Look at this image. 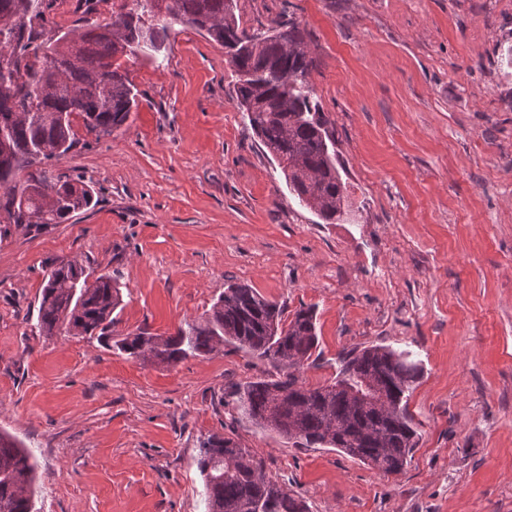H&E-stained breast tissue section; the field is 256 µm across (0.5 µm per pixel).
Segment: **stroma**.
Instances as JSON below:
<instances>
[{
  "label": "stroma",
  "instance_id": "1",
  "mask_svg": "<svg viewBox=\"0 0 512 512\" xmlns=\"http://www.w3.org/2000/svg\"><path fill=\"white\" fill-rule=\"evenodd\" d=\"M241 26L306 29L309 76L336 135L346 215L300 206L245 127L222 46L174 26L123 58L128 126L61 171L96 205L0 238V431L36 465L37 512H206L200 439L234 438L309 512H512V0H238ZM58 258L118 271L113 334H173L228 284L314 307L301 376L334 381L340 353L411 350L418 432L387 475L241 420L231 386L268 367L225 348L143 365L97 338L40 335Z\"/></svg>",
  "mask_w": 512,
  "mask_h": 512
}]
</instances>
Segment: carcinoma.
Segmentation results:
<instances>
[{"label":"carcinoma","mask_w":512,"mask_h":512,"mask_svg":"<svg viewBox=\"0 0 512 512\" xmlns=\"http://www.w3.org/2000/svg\"><path fill=\"white\" fill-rule=\"evenodd\" d=\"M133 2L112 16L108 35L92 24L83 32L57 31L50 37L48 16L57 0H0V50L14 44L23 50L19 64L0 68V224H63L91 208L90 183L55 172L78 143L74 120L98 138L126 124L137 93L117 55L144 52L143 29L150 50H160L175 21L221 45L236 42L234 92L246 127L276 158L299 204L324 223H336L344 214L345 185L334 131L308 80L313 61L299 23L272 19L267 37L255 43L239 24L236 0H169L163 12L154 10V0ZM34 14L41 17L37 29L31 26ZM52 42L58 72L47 58ZM24 171L27 179L19 186L15 179ZM88 278L76 259L51 264L38 306L43 335H96L134 360L164 366L231 346L271 369L231 394L242 418L306 448H337L387 475L407 465L418 443L408 397L421 376L410 352L382 346L352 350L341 357L332 384L309 387L300 369L318 346L310 307L288 321L280 305L246 284H233L201 320L170 336L141 331L114 340L119 276ZM365 384L384 392L387 409L347 395L346 387L361 390ZM197 467L206 512H308L302 496L267 478L263 461L231 437L200 440ZM34 482L30 454L0 432V512H34Z\"/></svg>","instance_id":"obj_1"}]
</instances>
